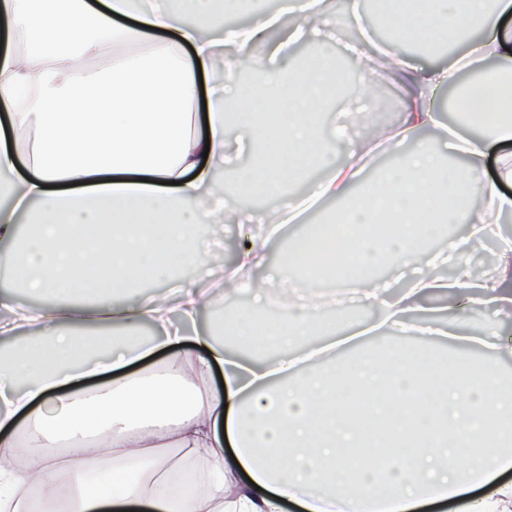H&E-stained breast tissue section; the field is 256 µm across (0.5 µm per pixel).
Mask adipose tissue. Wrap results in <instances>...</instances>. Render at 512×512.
Instances as JSON below:
<instances>
[{"mask_svg":"<svg viewBox=\"0 0 512 512\" xmlns=\"http://www.w3.org/2000/svg\"><path fill=\"white\" fill-rule=\"evenodd\" d=\"M393 33L425 47H458L452 68L395 63L402 121L386 141L395 162L362 182L365 154L332 160L348 117L319 122L355 80L320 57L264 83L237 76L267 67L295 46L335 28L328 0H0V269L40 293L34 305L0 291V336L33 333L34 342L0 350V512H30L28 490L67 493L75 512H416L463 498L460 512H508L512 482V392L488 365L432 352L428 376L408 368L415 352L359 353V324L326 317L323 301L342 286L380 310V327L424 344L452 336L447 315L411 325L408 312L427 294L454 287L512 314V240L493 275L478 278L468 255L498 234L495 217L512 211L498 183L512 184V152L485 177L490 145L512 141V116L485 118V90L512 95V0H387ZM248 12L249 24L215 37L210 25ZM110 55L105 69L80 61ZM496 60L485 69L486 60ZM481 72L465 84L477 138L457 141L470 163L447 162L440 147L405 144L436 125L431 101L453 72ZM224 84L199 130V73ZM281 110L269 129L263 108ZM261 146L264 165L236 167L238 211L257 224L224 280L249 292L251 307L231 312L244 345L265 339L268 357L228 353L222 338L196 330L203 310L225 293L201 282L176 296L125 297L144 280H167L214 264L224 250L209 239L226 204L214 190L228 163L227 133ZM329 169L309 193L337 198L328 227L364 226L346 246L354 273L311 260L303 247L284 254L275 279L266 262L265 215L250 204L276 199L288 213L291 186ZM389 225L377 236L373 226ZM468 233L435 252L444 225ZM415 266L397 296L374 273ZM452 271L443 279L441 267ZM279 320L259 323L269 301ZM322 344L306 362L288 352L303 337ZM159 365L147 360L166 348Z\"/></svg>","mask_w":512,"mask_h":512,"instance_id":"1","label":"adipose tissue"}]
</instances>
